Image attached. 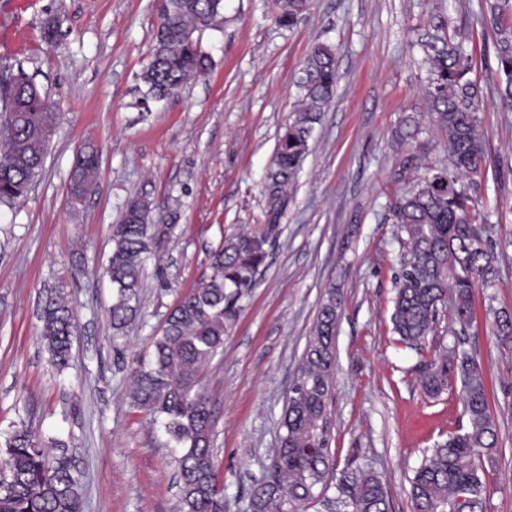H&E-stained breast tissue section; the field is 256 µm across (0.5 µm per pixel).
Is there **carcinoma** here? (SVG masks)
I'll return each instance as SVG.
<instances>
[{
  "instance_id": "1",
  "label": "carcinoma",
  "mask_w": 512,
  "mask_h": 512,
  "mask_svg": "<svg viewBox=\"0 0 512 512\" xmlns=\"http://www.w3.org/2000/svg\"><path fill=\"white\" fill-rule=\"evenodd\" d=\"M307 6L308 0H284L278 22L292 25ZM485 7L496 34L498 95L512 110V0H486ZM223 18L224 0H163L150 61L140 76L144 108L207 72L210 59L195 34ZM424 52L429 64L426 94L448 151V165L427 168L391 206L393 223L405 235L391 323L399 341L417 350L428 336L436 335L445 310L448 326H470L474 289L491 284L498 272V257L475 197L477 178L487 164L478 116L483 88L470 78L469 54L455 37L435 36L424 44ZM302 72L301 99L278 138L264 179L267 224L229 235L210 252L209 273L179 299L154 336L152 352L134 373L132 405L150 412L176 451L179 512H224L203 369L224 345V336L242 310V299L254 287L268 257L267 246L288 207L289 188L309 152L314 125L334 97L332 48L315 46ZM53 122L47 96L24 71L0 81V129L5 132L0 136L1 203L28 192L49 145L43 129ZM418 133L419 122L408 115L396 136L414 140ZM97 166L98 154L90 147L72 174L71 203L84 199ZM151 213V203L136 196L112 225L106 273L113 288L109 316L114 340L123 337L138 317L144 264L152 248H161L168 235L170 225L152 223ZM339 308L334 291L319 306L283 410L270 468L251 487L250 512H301L332 486L338 493L337 507L344 512L390 510L386 487L374 472L348 465L340 476L334 475L327 422ZM41 321V339L52 363L60 370L68 367L76 314L65 293L47 297ZM493 327L500 339L512 341V312L495 311ZM418 377L431 398L458 378L466 423L423 452L410 478L412 512H455L461 498L469 500L472 512H479L486 494L483 462L500 452L484 371L467 352L438 344L430 359L419 364ZM0 512H82L80 477L62 441L36 436L24 425L6 435L0 450Z\"/></svg>"
}]
</instances>
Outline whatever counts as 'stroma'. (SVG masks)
Segmentation results:
<instances>
[{
	"label": "stroma",
	"instance_id": "1",
	"mask_svg": "<svg viewBox=\"0 0 512 512\" xmlns=\"http://www.w3.org/2000/svg\"><path fill=\"white\" fill-rule=\"evenodd\" d=\"M281 2L224 0L223 23L199 35L209 72L143 112L136 101L159 20L155 0H0V70L33 76L57 114L27 196L0 203V440L22 423L62 440L80 471L83 512H177L172 450L131 406V378L169 310L207 274L209 251L265 224L262 181L300 96L304 60L323 43L336 54L334 98L256 284L203 370L224 512H248L331 290L341 300L328 415L334 468L360 449L392 512H411L409 476L424 449L457 430L463 411L459 380L439 398L424 394L415 367L430 352L400 344L390 321L402 252L391 204L424 166L448 163L420 48L441 22L466 42L470 76L484 90L488 161L478 194L500 263L493 286L474 294L464 348L491 385L503 448L485 465V512H512V342L495 335L491 314L512 309V111L499 104L495 33L482 0H309L289 27L277 21ZM50 20L58 31L48 40ZM411 113L421 134L404 143L395 131ZM88 146L99 153L96 184L74 208L70 179ZM412 153L417 167L399 175ZM137 195L151 201L155 223L174 231L149 256L141 316L116 346L105 267L112 226ZM55 289L77 316L72 366L61 373L40 342L42 301Z\"/></svg>",
	"mask_w": 512,
	"mask_h": 512
}]
</instances>
